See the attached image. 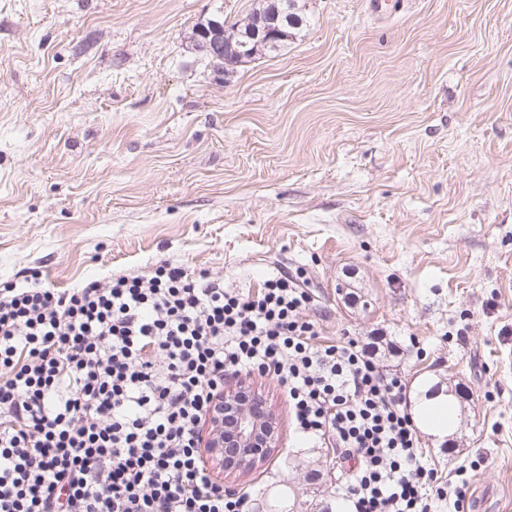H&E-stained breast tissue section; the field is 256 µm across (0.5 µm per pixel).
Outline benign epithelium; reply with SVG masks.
Segmentation results:
<instances>
[{
    "label": "benign epithelium",
    "instance_id": "benign-epithelium-1",
    "mask_svg": "<svg viewBox=\"0 0 512 512\" xmlns=\"http://www.w3.org/2000/svg\"><path fill=\"white\" fill-rule=\"evenodd\" d=\"M279 13L272 9L260 11L245 20V32L236 42H224L228 29L224 20L213 19L196 30L197 50L224 59V73L235 72L241 57L256 55L259 47L286 38V32L278 25ZM258 393L249 387V381H234L224 387V401L209 424L204 455L217 465H224L225 476H235L257 466L270 449L277 446L281 423L272 406H267L263 416L255 415L249 401Z\"/></svg>",
    "mask_w": 512,
    "mask_h": 512
}]
</instances>
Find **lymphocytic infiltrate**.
<instances>
[{
  "instance_id": "obj_1",
  "label": "lymphocytic infiltrate",
  "mask_w": 512,
  "mask_h": 512,
  "mask_svg": "<svg viewBox=\"0 0 512 512\" xmlns=\"http://www.w3.org/2000/svg\"><path fill=\"white\" fill-rule=\"evenodd\" d=\"M287 274L239 292L162 260L60 291L0 283V512H245L200 453L227 374L276 379L296 438L356 461L348 512H434L398 374L324 342Z\"/></svg>"
}]
</instances>
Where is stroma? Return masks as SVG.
<instances>
[{"instance_id":"35a3bbf8","label":"stroma","mask_w":512,"mask_h":512,"mask_svg":"<svg viewBox=\"0 0 512 512\" xmlns=\"http://www.w3.org/2000/svg\"><path fill=\"white\" fill-rule=\"evenodd\" d=\"M286 46L215 75L197 23L258 0H0V282L74 288L166 259L225 287L300 277L323 338L382 335L464 512H512V0H305ZM283 426L256 507L347 468ZM417 416L419 420L441 432H450L456 421L454 404L446 399L422 404Z\"/></svg>"}]
</instances>
